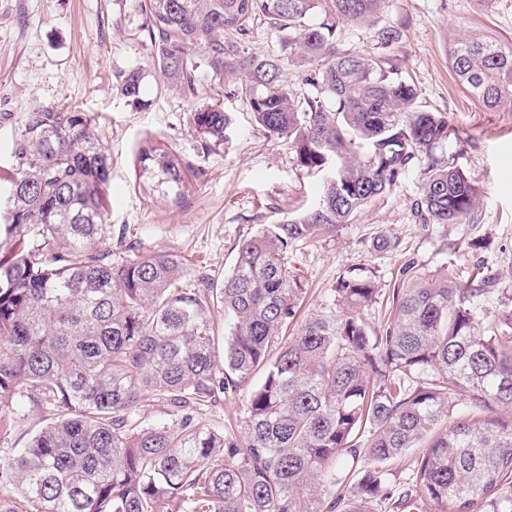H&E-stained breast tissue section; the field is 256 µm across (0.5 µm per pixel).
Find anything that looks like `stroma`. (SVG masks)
I'll return each instance as SVG.
<instances>
[{"mask_svg":"<svg viewBox=\"0 0 512 512\" xmlns=\"http://www.w3.org/2000/svg\"><path fill=\"white\" fill-rule=\"evenodd\" d=\"M139 0H0V182L12 174V137L17 118L45 105L94 116L111 163L108 241L115 252L134 243L137 252L183 253L196 275L230 270L239 240L259 225L299 213L317 197L321 179L298 167L287 145L270 140L254 124L234 90L237 77L205 89L234 119L229 142L203 147L192 132V102L175 88L147 79V108L135 109L115 90V72L127 65L150 67L142 41ZM387 23L402 28L393 48L419 90L427 110L448 113L459 140L437 148L478 182L481 197L467 224H426L416 212L422 164L413 161L388 193L372 201L336 236L298 246L290 257L307 292L297 314L305 320L327 301L340 277L371 275L389 287L407 262L467 278L473 267L512 293V108H482L454 78L448 45L464 28L485 30L512 44V0H494L478 10L474 0H390ZM147 138L165 141L199 169L195 196L180 209L146 201L138 192L136 152ZM392 246L378 252L374 240ZM19 409L25 417L0 439V465L12 449L53 421L51 413ZM247 391L224 393L198 416L199 424L244 430ZM418 452L391 465L393 495L375 512H431L409 481Z\"/></svg>","mask_w":512,"mask_h":512,"instance_id":"obj_1","label":"stroma"}]
</instances>
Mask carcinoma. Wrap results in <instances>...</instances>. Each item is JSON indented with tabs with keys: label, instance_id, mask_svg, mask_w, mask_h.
<instances>
[{
	"label": "carcinoma",
	"instance_id": "1",
	"mask_svg": "<svg viewBox=\"0 0 512 512\" xmlns=\"http://www.w3.org/2000/svg\"><path fill=\"white\" fill-rule=\"evenodd\" d=\"M388 0H143V41L154 75L199 98L201 74H237V93L267 138L322 175L315 202L239 242L224 276L192 280L188 260L159 250L120 256L106 246L109 155L86 112L42 106L16 122L15 176L0 222V435L48 410L51 425L0 466V512H373L392 495L388 463L420 446L412 482L432 512H512V298L474 271L466 282L409 262L389 289L392 320L367 318L380 293L344 277L287 343L305 288L294 249L336 234L425 159L417 212L426 224H467L473 178L433 150L459 138L448 113L421 108L402 31L382 23ZM262 18L279 51L246 45ZM360 23L378 52L341 46ZM304 68V93L285 66ZM461 86L482 107H512V45L468 30L449 47ZM146 70L116 71V87L144 109ZM232 113L216 99L190 111L206 145L229 140ZM137 188L183 207L200 174L148 138ZM230 319L216 363L212 311ZM260 382L253 386L255 374ZM249 388L242 437L196 417L231 389ZM173 419L145 426L141 407ZM507 410L502 418L495 408ZM360 464L351 495L338 463Z\"/></svg>",
	"mask_w": 512,
	"mask_h": 512
}]
</instances>
